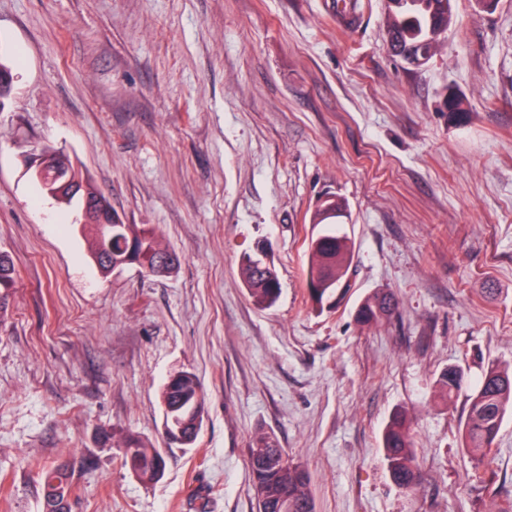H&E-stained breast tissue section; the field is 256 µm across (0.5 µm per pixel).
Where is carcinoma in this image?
I'll list each match as a JSON object with an SVG mask.
<instances>
[{
    "instance_id": "1",
    "label": "carcinoma",
    "mask_w": 512,
    "mask_h": 512,
    "mask_svg": "<svg viewBox=\"0 0 512 512\" xmlns=\"http://www.w3.org/2000/svg\"><path fill=\"white\" fill-rule=\"evenodd\" d=\"M455 0H388L385 23L390 52L399 56L413 50L434 54L454 23ZM47 151L60 163L75 171L81 190L58 192L50 180L40 183L48 194L68 203L83 195L98 192L63 152ZM348 216L346 202L329 196L316 206L310 223L317 232L308 239L307 288L311 303L318 309L336 307L337 295L352 260L349 239L341 230V219ZM88 226L93 231L92 256L103 272L112 270V262L137 265L147 274L164 276L179 264L178 255L162 245L150 228L136 224H119L109 212L103 211ZM15 265L11 256L0 252V300L15 285ZM241 274L252 298L266 307L275 303L279 283L274 267L255 253L244 255ZM396 307L393 295L377 292L365 298L357 308V320L369 324L392 314ZM466 371L461 365L444 368L434 381L437 397L450 401L463 389ZM166 409V426L179 432V444L191 445L197 438L204 413V396L197 376L182 372L166 383L161 391ZM467 412L462 428L463 448L477 463L489 460L492 447L506 418L512 416V372L497 366L484 370L474 381L467 395ZM383 455L391 479L401 489L417 485L418 466L406 418L393 415L382 437ZM122 462L141 481L152 482L160 477L165 459L155 448L140 438L125 437L119 445ZM250 490L265 512H281L280 504L288 501V512H315L308 491L306 469L288 461L283 449L265 435L255 438L249 450ZM72 474L64 465L48 470L43 479L44 512H70Z\"/></svg>"
}]
</instances>
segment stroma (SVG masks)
Listing matches in <instances>:
<instances>
[{
	"label": "stroma",
	"mask_w": 512,
	"mask_h": 512,
	"mask_svg": "<svg viewBox=\"0 0 512 512\" xmlns=\"http://www.w3.org/2000/svg\"><path fill=\"white\" fill-rule=\"evenodd\" d=\"M334 0H0V512H42L41 476L74 472L71 512H256L248 450L274 437L315 512H493L512 502V417L489 463L462 448L464 398L433 381L512 365V0H455L415 67L386 43L385 0L341 27ZM464 116L447 112L448 94ZM64 150L125 224L180 258L164 277L101 273L78 203L30 164ZM344 198L353 258L333 310L308 298L310 218ZM265 244L281 294L240 269ZM395 313L366 327L376 291ZM195 373L193 446L159 398ZM406 412L420 471L391 481L383 429ZM164 454L142 482L118 449ZM396 302L390 293L377 292L365 298L357 308V320L369 324L392 314ZM466 371L461 365H448L434 381V390L437 397L443 401H450L457 397L463 389Z\"/></svg>",
	"instance_id": "1"
}]
</instances>
